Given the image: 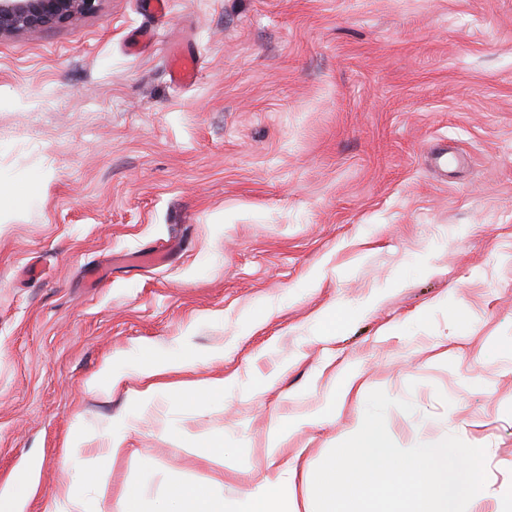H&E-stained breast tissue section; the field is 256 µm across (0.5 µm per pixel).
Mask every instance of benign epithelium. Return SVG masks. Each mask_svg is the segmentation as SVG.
Wrapping results in <instances>:
<instances>
[{
  "label": "benign epithelium",
  "instance_id": "benign-epithelium-1",
  "mask_svg": "<svg viewBox=\"0 0 512 512\" xmlns=\"http://www.w3.org/2000/svg\"><path fill=\"white\" fill-rule=\"evenodd\" d=\"M100 0H0V37L29 30L75 25Z\"/></svg>",
  "mask_w": 512,
  "mask_h": 512
}]
</instances>
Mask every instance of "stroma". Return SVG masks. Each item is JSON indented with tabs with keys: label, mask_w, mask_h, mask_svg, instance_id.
I'll return each instance as SVG.
<instances>
[{
	"label": "stroma",
	"mask_w": 512,
	"mask_h": 512,
	"mask_svg": "<svg viewBox=\"0 0 512 512\" xmlns=\"http://www.w3.org/2000/svg\"><path fill=\"white\" fill-rule=\"evenodd\" d=\"M175 43L191 85L169 78ZM150 362L176 370L144 407ZM364 417L399 457L483 449V512H512V0H169L162 20L101 0L0 38L15 512L65 489L95 512L85 475L119 418L137 455L113 462L106 512L126 487L160 512L210 478V447L234 506L279 425L299 421L313 471Z\"/></svg>",
	"instance_id": "35a3bbf8"
}]
</instances>
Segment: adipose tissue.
I'll use <instances>...</instances> for the list:
<instances>
[{"instance_id":"obj_1","label":"adipose tissue","mask_w":512,"mask_h":512,"mask_svg":"<svg viewBox=\"0 0 512 512\" xmlns=\"http://www.w3.org/2000/svg\"><path fill=\"white\" fill-rule=\"evenodd\" d=\"M293 425L279 428L264 450L276 474L238 501L236 512H277L287 500L289 512H310L304 497L317 491L322 512H376L378 500L393 504L392 512H448L454 500L476 505L487 496L478 448H427L396 460L386 439L376 429L359 425L353 462L340 465L345 448L320 470L298 472L301 449L285 447ZM161 512H227L223 496L208 485H177Z\"/></svg>"}]
</instances>
